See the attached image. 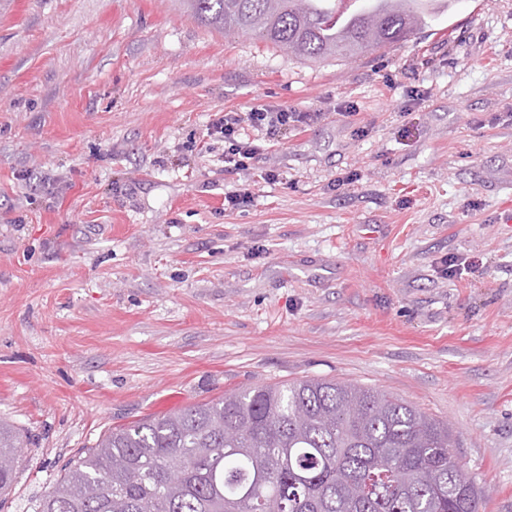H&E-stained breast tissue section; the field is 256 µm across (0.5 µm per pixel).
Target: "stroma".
I'll return each mask as SVG.
<instances>
[{"mask_svg":"<svg viewBox=\"0 0 512 512\" xmlns=\"http://www.w3.org/2000/svg\"><path fill=\"white\" fill-rule=\"evenodd\" d=\"M254 108L315 119L245 127L225 171L213 126ZM508 212L512 0L310 63L178 0H0V419L25 440L0 512L108 429L309 378L447 424L481 512H512Z\"/></svg>","mask_w":512,"mask_h":512,"instance_id":"35a3bbf8","label":"stroma"}]
</instances>
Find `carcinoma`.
<instances>
[{"instance_id": "1", "label": "carcinoma", "mask_w": 512, "mask_h": 512, "mask_svg": "<svg viewBox=\"0 0 512 512\" xmlns=\"http://www.w3.org/2000/svg\"><path fill=\"white\" fill-rule=\"evenodd\" d=\"M183 0L201 23L253 32L305 61L358 57L420 31L453 0ZM22 437L0 423V495ZM448 425L373 388L303 380L146 417L80 451L33 512H480Z\"/></svg>"}]
</instances>
